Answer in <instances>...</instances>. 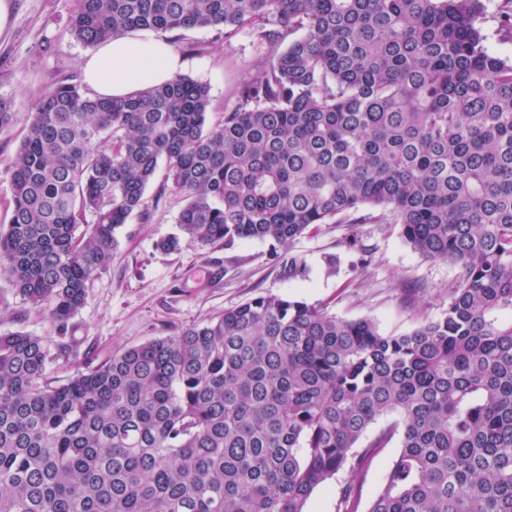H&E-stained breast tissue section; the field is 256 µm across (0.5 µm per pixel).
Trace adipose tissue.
Masks as SVG:
<instances>
[{
  "label": "adipose tissue",
  "instance_id": "obj_1",
  "mask_svg": "<svg viewBox=\"0 0 512 512\" xmlns=\"http://www.w3.org/2000/svg\"><path fill=\"white\" fill-rule=\"evenodd\" d=\"M183 62L172 46L146 30L100 44L82 62L83 81L93 95L122 98L171 79Z\"/></svg>",
  "mask_w": 512,
  "mask_h": 512
}]
</instances>
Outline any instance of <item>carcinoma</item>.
Returning a JSON list of instances; mask_svg holds the SVG:
<instances>
[{
    "instance_id": "obj_1",
    "label": "carcinoma",
    "mask_w": 512,
    "mask_h": 512,
    "mask_svg": "<svg viewBox=\"0 0 512 512\" xmlns=\"http://www.w3.org/2000/svg\"><path fill=\"white\" fill-rule=\"evenodd\" d=\"M485 0H78L87 47L139 29L248 27L265 51L222 120L177 74L122 100L63 80L11 158L0 269L63 325L112 261L159 163L180 234L283 248L321 224H399L461 269L448 309L401 335L258 296L112 353L62 384L0 334V512H306L399 449L366 512H512V57ZM0 97V135L13 126ZM295 281L306 265L280 259ZM386 426L364 440L382 418ZM487 12L484 28L488 35V44L496 52L512 56V43L500 40L496 32V18L504 7L502 0H487ZM348 478L346 472H341L335 478L318 487L308 500V512H336L338 491L341 484Z\"/></svg>"
}]
</instances>
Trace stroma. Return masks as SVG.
<instances>
[{
	"label": "stroma",
	"mask_w": 512,
	"mask_h": 512,
	"mask_svg": "<svg viewBox=\"0 0 512 512\" xmlns=\"http://www.w3.org/2000/svg\"><path fill=\"white\" fill-rule=\"evenodd\" d=\"M77 0H14L11 23L0 32V96L13 102L14 123L0 136V223L9 217L7 169L20 144L29 113L40 93L58 82L80 77L89 47L69 33ZM166 39L186 62L184 75L206 84L212 118L234 102L237 86L256 74V38L251 29L225 39L221 30L196 28L166 32ZM158 168L144 194L148 219L132 217L117 234L112 261L91 281L85 305L57 326L47 308H36L14 290L0 271V334L16 329L39 337L50 353L71 350L68 362L52 361L48 376L60 384L84 363L114 351L170 336L201 325L225 309L267 294L290 296L321 305L342 320L373 319L381 333L401 335L418 321L436 318L448 307V290L459 270L445 260L413 250L396 224H324L297 238L289 254L307 265L304 278L279 276L271 243L234 240L200 246L182 244L165 251L162 240L179 232L183 194ZM358 234L363 248L342 247ZM336 255L335 269L325 258Z\"/></svg>",
	"instance_id": "35a3bbf8"
}]
</instances>
